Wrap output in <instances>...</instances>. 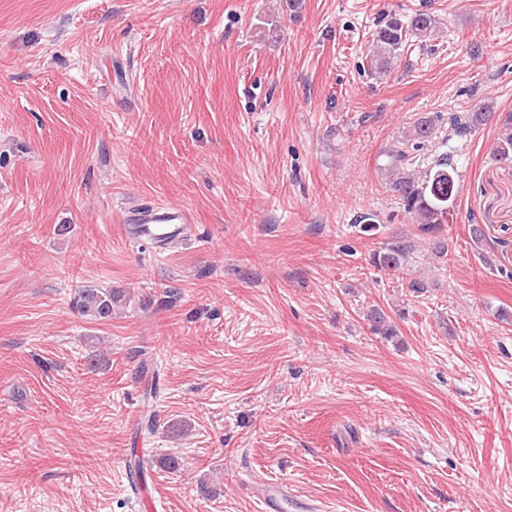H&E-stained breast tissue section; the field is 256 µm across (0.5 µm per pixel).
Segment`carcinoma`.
Masks as SVG:
<instances>
[{
    "label": "carcinoma",
    "instance_id": "obj_1",
    "mask_svg": "<svg viewBox=\"0 0 512 512\" xmlns=\"http://www.w3.org/2000/svg\"><path fill=\"white\" fill-rule=\"evenodd\" d=\"M436 20L426 13L415 15L408 23L403 24L395 18L389 19L380 27L374 38V49L371 56V67L381 72L393 58L401 55L403 47L411 39L423 40L435 31ZM490 112H472L468 117L456 114L448 116V139H463L491 119ZM441 116L420 118L405 134L387 151L388 176L392 189L397 192L403 202L404 210L419 230L434 236L433 250L443 256L445 248L437 235L444 224L448 223L450 207L453 205L457 168L454 167L450 154L443 153L436 159L434 167L427 170L415 169L413 152L421 147L432 134L435 122ZM496 157L502 162L512 161V133H504L497 142ZM412 245L400 237H395L383 244L371 255V265L380 270L400 271L408 263ZM119 295L110 288L97 285H83L74 290L73 307L86 317L95 321L112 319V310ZM367 320L373 333L386 338L398 335L396 325L390 316L379 306L368 310Z\"/></svg>",
    "mask_w": 512,
    "mask_h": 512
}]
</instances>
